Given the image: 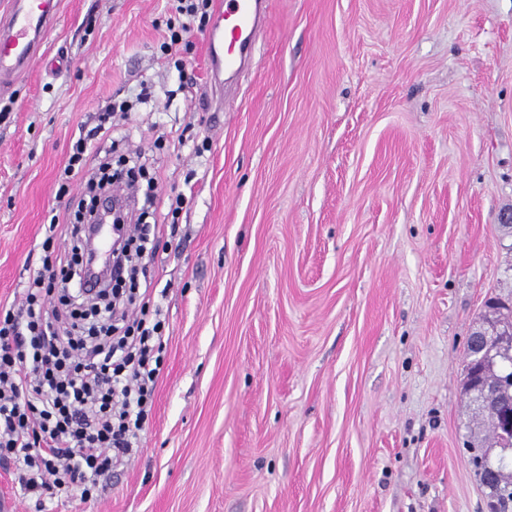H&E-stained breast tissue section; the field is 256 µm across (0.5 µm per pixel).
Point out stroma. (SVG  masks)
<instances>
[{"label":"stroma","instance_id":"35a3bbf8","mask_svg":"<svg viewBox=\"0 0 512 512\" xmlns=\"http://www.w3.org/2000/svg\"><path fill=\"white\" fill-rule=\"evenodd\" d=\"M59 13L0 95V305L106 101L131 104L112 155L141 151L159 215L187 202L151 266L167 335L140 447L45 512H487L464 349L512 302V0H268L232 84L207 25L162 50L174 0Z\"/></svg>","mask_w":512,"mask_h":512}]
</instances>
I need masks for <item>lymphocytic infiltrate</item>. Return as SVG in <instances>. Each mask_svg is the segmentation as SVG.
Listing matches in <instances>:
<instances>
[{
    "mask_svg": "<svg viewBox=\"0 0 512 512\" xmlns=\"http://www.w3.org/2000/svg\"><path fill=\"white\" fill-rule=\"evenodd\" d=\"M128 109L125 101L108 103L72 144L59 196L84 171L88 142L110 137L113 113ZM99 167L73 220L43 227L45 243L64 235L67 249L41 256L21 305L0 307V464L14 466L19 495L40 504L75 490L84 500L97 495L101 477L138 448L162 371L166 321L151 281L136 278L156 253L155 225L117 217L111 276L88 291L86 227L113 184L107 161Z\"/></svg>",
    "mask_w": 512,
    "mask_h": 512,
    "instance_id": "lymphocytic-infiltrate-1",
    "label": "lymphocytic infiltrate"
}]
</instances>
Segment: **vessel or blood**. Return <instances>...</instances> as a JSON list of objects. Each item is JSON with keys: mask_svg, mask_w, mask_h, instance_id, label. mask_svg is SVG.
I'll list each match as a JSON object with an SVG mask.
<instances>
[{"mask_svg": "<svg viewBox=\"0 0 512 512\" xmlns=\"http://www.w3.org/2000/svg\"><path fill=\"white\" fill-rule=\"evenodd\" d=\"M265 20L262 0H219L206 36L211 77L239 69L252 58L256 30ZM57 22V0H7L0 8V94L42 58Z\"/></svg>", "mask_w": 512, "mask_h": 512, "instance_id": "1", "label": "vessel or blood"}]
</instances>
